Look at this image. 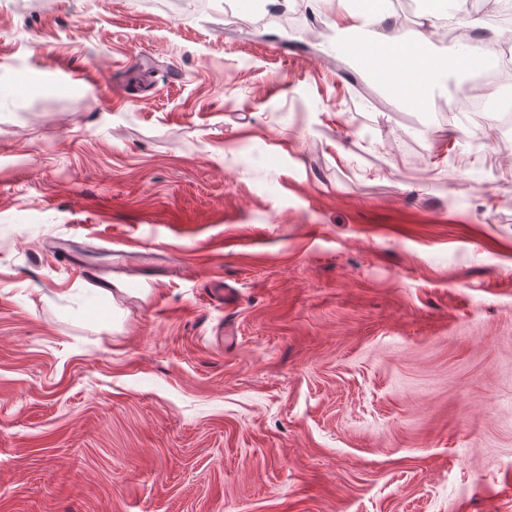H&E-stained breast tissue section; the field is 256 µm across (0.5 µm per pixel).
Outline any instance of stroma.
Here are the masks:
<instances>
[{"label": "stroma", "mask_w": 512, "mask_h": 512, "mask_svg": "<svg viewBox=\"0 0 512 512\" xmlns=\"http://www.w3.org/2000/svg\"><path fill=\"white\" fill-rule=\"evenodd\" d=\"M310 14L0 0V512H512V146Z\"/></svg>", "instance_id": "obj_1"}]
</instances>
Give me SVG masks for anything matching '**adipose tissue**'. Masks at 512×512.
<instances>
[{
	"label": "adipose tissue",
	"instance_id": "1",
	"mask_svg": "<svg viewBox=\"0 0 512 512\" xmlns=\"http://www.w3.org/2000/svg\"><path fill=\"white\" fill-rule=\"evenodd\" d=\"M345 10L337 12L333 24L336 46L342 51H355L370 55L390 75V88L397 94L425 106L430 93L447 75L449 69L461 67L478 71L485 67L486 59L480 54L440 57L431 50L428 35H420L409 44L414 57L413 66H404L399 44L389 43L380 31L387 14L380 0H347Z\"/></svg>",
	"mask_w": 512,
	"mask_h": 512
}]
</instances>
